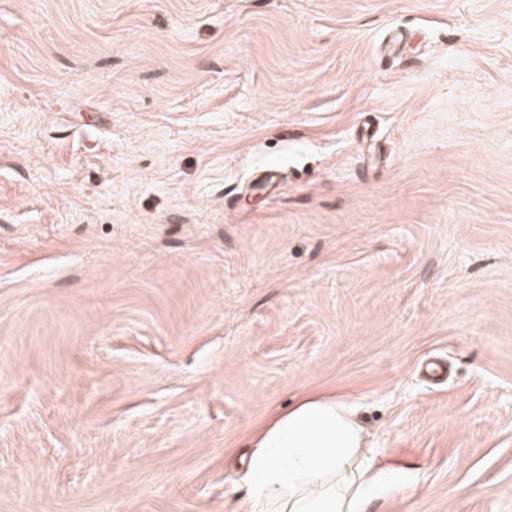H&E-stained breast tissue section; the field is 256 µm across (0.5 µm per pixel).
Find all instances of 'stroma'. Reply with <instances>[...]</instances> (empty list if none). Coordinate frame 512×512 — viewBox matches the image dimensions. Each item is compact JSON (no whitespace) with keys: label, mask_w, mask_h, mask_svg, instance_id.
I'll return each mask as SVG.
<instances>
[{"label":"stroma","mask_w":512,"mask_h":512,"mask_svg":"<svg viewBox=\"0 0 512 512\" xmlns=\"http://www.w3.org/2000/svg\"><path fill=\"white\" fill-rule=\"evenodd\" d=\"M312 391L512 512V0H0V512H238Z\"/></svg>","instance_id":"35a3bbf8"}]
</instances>
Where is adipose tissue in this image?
<instances>
[{"label":"adipose tissue","mask_w":512,"mask_h":512,"mask_svg":"<svg viewBox=\"0 0 512 512\" xmlns=\"http://www.w3.org/2000/svg\"><path fill=\"white\" fill-rule=\"evenodd\" d=\"M246 512H366L388 477L355 406L309 393L248 437Z\"/></svg>","instance_id":"adipose-tissue-1"}]
</instances>
